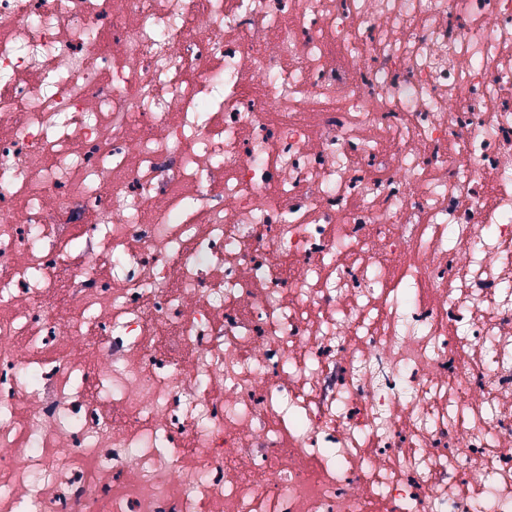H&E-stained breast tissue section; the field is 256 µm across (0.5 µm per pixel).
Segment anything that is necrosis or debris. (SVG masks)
I'll list each match as a JSON object with an SVG mask.
<instances>
[{"instance_id": "obj_1", "label": "necrosis or debris", "mask_w": 512, "mask_h": 512, "mask_svg": "<svg viewBox=\"0 0 512 512\" xmlns=\"http://www.w3.org/2000/svg\"><path fill=\"white\" fill-rule=\"evenodd\" d=\"M0 512H512V0H0Z\"/></svg>"}]
</instances>
